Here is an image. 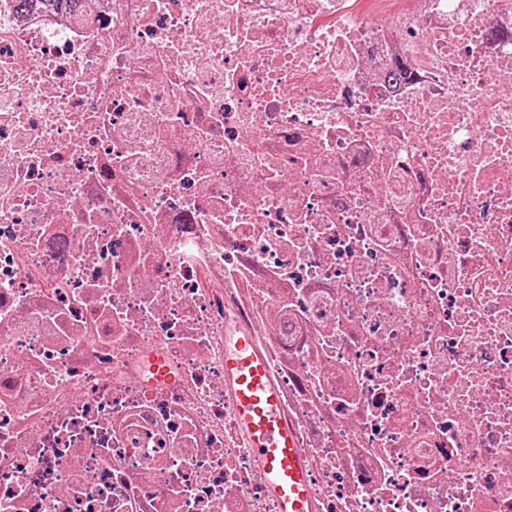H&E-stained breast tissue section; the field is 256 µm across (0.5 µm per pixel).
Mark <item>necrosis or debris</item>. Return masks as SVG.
<instances>
[{
    "label": "necrosis or debris",
    "instance_id": "1",
    "mask_svg": "<svg viewBox=\"0 0 512 512\" xmlns=\"http://www.w3.org/2000/svg\"><path fill=\"white\" fill-rule=\"evenodd\" d=\"M512 512V0H0V512ZM224 371L234 382L237 420L251 435L253 455L275 512H312L313 489L303 449L281 418L278 393L253 336L230 341Z\"/></svg>",
    "mask_w": 512,
    "mask_h": 512
}]
</instances>
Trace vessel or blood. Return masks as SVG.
Segmentation results:
<instances>
[{
	"instance_id": "vessel-or-blood-1",
	"label": "vessel or blood",
	"mask_w": 512,
	"mask_h": 512,
	"mask_svg": "<svg viewBox=\"0 0 512 512\" xmlns=\"http://www.w3.org/2000/svg\"><path fill=\"white\" fill-rule=\"evenodd\" d=\"M224 371L233 380L239 424L249 432L275 512H312L313 489L303 450L283 422L279 396L251 336L231 340Z\"/></svg>"
}]
</instances>
